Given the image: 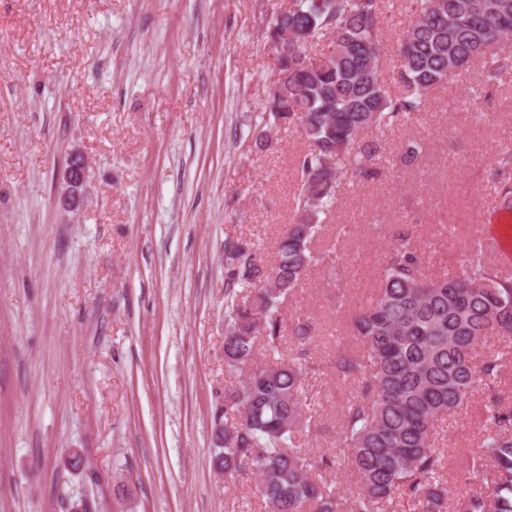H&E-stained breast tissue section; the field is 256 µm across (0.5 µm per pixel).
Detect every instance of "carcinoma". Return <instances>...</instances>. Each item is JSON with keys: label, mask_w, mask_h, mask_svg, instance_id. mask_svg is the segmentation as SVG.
Here are the masks:
<instances>
[{"label": "carcinoma", "mask_w": 512, "mask_h": 512, "mask_svg": "<svg viewBox=\"0 0 512 512\" xmlns=\"http://www.w3.org/2000/svg\"><path fill=\"white\" fill-rule=\"evenodd\" d=\"M384 0H288L272 13L267 43L293 35L288 54L274 52L277 78L265 111L250 126L255 143L298 127L307 149L297 163L295 218L266 267L251 241H224V371L241 378L224 391L212 420L213 465L226 475L256 476L262 512H389L407 499L409 512H512V406H486L478 451L466 460L480 487L465 495L448 487L447 456L436 446V423L477 388L506 370L491 340L512 337V276L482 247L462 254L459 272L429 277L424 251L410 227L394 234L384 253L378 295L352 317L363 349L342 348L321 363L310 353L315 328L283 305L313 267L341 277L339 250L313 242L339 200L343 179L368 183L387 166L409 167L421 154L415 140L387 156L383 136L426 108L432 94L478 58L487 64L485 96L512 71V0H411L409 18L385 57ZM325 52L314 53L322 39ZM395 69L397 91L381 77ZM487 182L498 208L512 211V149L502 151ZM296 353L285 356L286 344ZM274 359L259 362L260 352ZM323 371L351 381L359 397L343 413L341 445L348 450L358 491L340 503L326 473L335 461L308 448Z\"/></svg>", "instance_id": "cac0c4a2"}]
</instances>
